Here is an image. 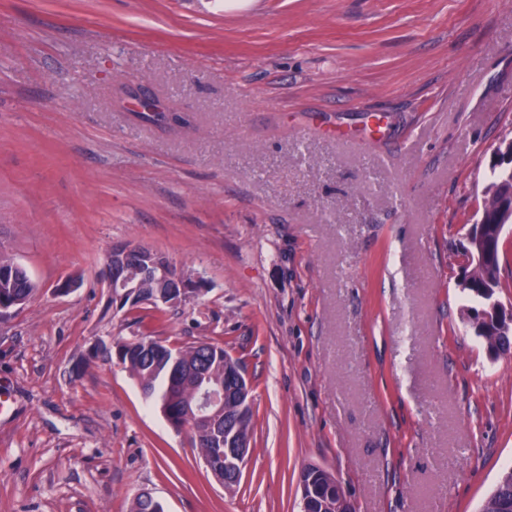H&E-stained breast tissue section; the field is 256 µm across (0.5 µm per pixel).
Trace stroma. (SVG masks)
<instances>
[{
    "label": "stroma",
    "mask_w": 512,
    "mask_h": 512,
    "mask_svg": "<svg viewBox=\"0 0 512 512\" xmlns=\"http://www.w3.org/2000/svg\"><path fill=\"white\" fill-rule=\"evenodd\" d=\"M150 106H143V99ZM512 139V0H0V512H479L512 466V351L461 249ZM205 287L152 326L253 384L239 486L95 340L139 335L113 246ZM77 286L66 294L64 280ZM36 286L27 272L18 267L11 259H6L0 252V304L8 302V305H0V312L22 304L33 294ZM19 300L21 302H14ZM477 318V316L472 318L473 328L475 329L476 335L483 339L486 349L490 355H498L499 353L497 349H510L512 345V331L510 334L508 326L503 324L497 328L492 323L477 324L475 321ZM333 480L336 481L335 487ZM311 480V482H309ZM301 483L304 490L301 489ZM302 506L305 512H336V499L346 511L353 512L352 501L343 491L340 483L328 471H319L314 467L306 468L300 478Z\"/></svg>",
    "instance_id": "1"
}]
</instances>
